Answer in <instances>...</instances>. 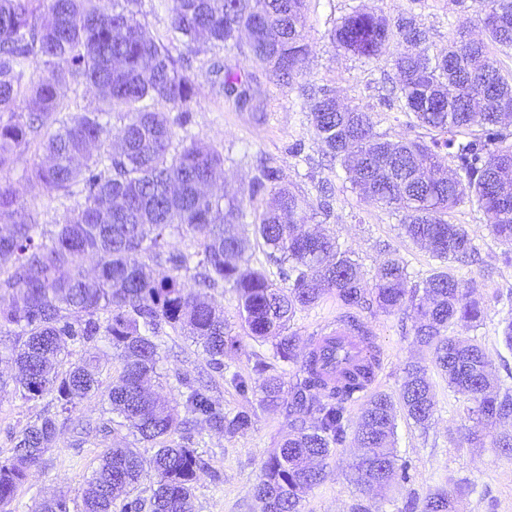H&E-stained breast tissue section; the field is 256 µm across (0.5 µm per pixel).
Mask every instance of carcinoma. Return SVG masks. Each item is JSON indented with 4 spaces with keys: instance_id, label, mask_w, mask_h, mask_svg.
I'll return each mask as SVG.
<instances>
[{
    "instance_id": "cac0c4a2",
    "label": "carcinoma",
    "mask_w": 512,
    "mask_h": 512,
    "mask_svg": "<svg viewBox=\"0 0 512 512\" xmlns=\"http://www.w3.org/2000/svg\"><path fill=\"white\" fill-rule=\"evenodd\" d=\"M478 4L486 38H466L463 22L440 55L429 54L428 31L412 16L391 21L373 10L354 11L334 27L337 48L365 59L390 56L398 108L429 130L428 143L389 140L376 131L366 107L338 105L324 86L301 87L323 154L339 163L360 198L402 213L406 235L442 263H466L477 253L468 229L448 222V211L466 200L499 240L512 245V144L504 145V130L512 125V111H506L512 78L502 73L498 56L512 49V0ZM307 11V0H177L165 43L120 0H0V172L36 143L45 161L26 180L57 196H79L63 222L45 231L22 214L19 190L0 184V221L10 224L0 234V323L20 328L5 352L20 369V397L49 396L56 404L55 412L28 422L15 436L11 457L0 459V512H9L29 471L53 447L58 416L102 386V367L91 353L99 341L118 353L122 370L106 388L108 417L88 429L110 433L116 424L155 451L146 459L128 445L106 449L78 512H114L120 498V512H196L205 463L191 437L178 445L168 438L190 415L234 435L251 427L252 414L224 413L184 377L183 418L150 390L158 377L162 327L201 341L218 372L225 352L238 342L223 307L186 280L195 256L198 284L227 285L246 336L270 343L273 358L294 369L288 384L284 370L262 362L256 369L261 406L280 407L289 386L292 430L262 465L254 488L259 512H300L305 495L326 477L323 461L350 432L357 452L349 468L359 487L383 489L409 480L395 450V405L415 423H429L436 406L429 369L409 362L398 401L375 393L350 421L346 404L366 389L372 364L380 362L371 330L353 309L407 314L415 341L432 352L448 388L473 404L470 444L512 452V432L498 430L512 420V387L495 382L476 339L454 335L456 326L481 321L475 280L434 272L413 283L407 265L388 254L366 288L361 266L337 237L304 230L302 200L268 186L274 181L270 167L223 200L207 192L223 174L222 153L198 139L174 146L175 127L190 122L195 88L168 44L178 42L190 53L204 46L232 48L245 31L252 56L268 65L276 84L290 88L307 54ZM403 43L414 51H400ZM71 83L94 87L100 105L62 119L61 89ZM154 101L170 110L153 109ZM114 112L124 119L115 146L108 127ZM261 194L270 202L251 211ZM250 215L288 287L242 264L250 244L238 226ZM172 233L198 238V251L168 249ZM88 255L96 258L92 278L82 269ZM155 265L167 273L155 275ZM327 294L348 309L343 327L359 337L370 358L345 369L339 385L326 379L317 347L288 333L294 314ZM67 343L84 354L61 371ZM146 480L153 483L151 495H134ZM464 489L438 488L421 502L411 497L400 512H456ZM36 512H71L70 499L44 501Z\"/></svg>"
}]
</instances>
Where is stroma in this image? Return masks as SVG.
<instances>
[{
    "mask_svg": "<svg viewBox=\"0 0 512 512\" xmlns=\"http://www.w3.org/2000/svg\"><path fill=\"white\" fill-rule=\"evenodd\" d=\"M362 8L383 11L393 19L414 14L428 29L430 50L434 53L447 47L458 25L451 0H310L308 56L301 83L326 86L341 103L366 106L374 114L377 132L388 139H428L425 128L389 107L391 85L387 78L393 70L387 59L358 58L334 47L331 31L336 22ZM190 57L187 73L196 88L191 133L224 156V175L213 186L214 194H236L249 184L257 164L264 163L276 170L277 185L305 200L306 224L338 235L343 247L351 250L361 264L366 279H373L378 264L389 253L402 259L419 280L441 266L404 234L400 213L360 199L339 165L323 155L316 132L302 110L299 88L275 85L268 66L254 59L244 45L205 48ZM216 59L222 60L225 68L241 72L251 96L248 107H239L235 97L225 92L220 77L212 71L211 63ZM298 143L304 150L297 155L292 147ZM41 160V151L29 149L13 170L0 175V180L21 189L24 212L50 230L64 220L74 202L28 188L24 174ZM324 180L329 181L333 191L331 213L327 216L315 210V186ZM448 219L465 225L480 253L477 263L471 266L448 263L441 267L457 278L476 280L477 298L484 313L480 325L469 328L468 333L478 337L499 380L511 386L512 350L502 341L501 322L512 310V261L507 258L512 250L493 235L474 206L461 205L449 213ZM208 294L223 306L231 333L239 338L236 347L225 354L224 369L218 373L191 338L167 331L158 390L179 407L184 402L179 378L202 380L209 383L210 397L225 413L253 410L251 428L234 436L210 429L203 418L195 419L193 447L207 464L196 488L195 504L196 512H259L254 487L263 461L288 433V417L282 408H259L255 394L240 392L229 378L236 374L255 381L257 363L271 360L272 348L243 336L237 302L229 289L219 285L209 289ZM344 312L335 297L327 296L315 306L298 311L289 330L306 342L335 330L336 319ZM359 317L369 326L381 350V364L372 389L397 395L406 362L413 358L427 361L431 354L417 346L411 321L403 313L387 314L373 308L360 311ZM430 376L436 412L429 428L421 429L402 415L397 418L396 450L399 460L408 466L409 482L393 484L377 495H361L348 468L352 447L347 444L333 449L326 461L327 477L308 492L302 512H350L359 499L371 512H401L407 495L422 498L447 480L463 478L469 480L473 490L461 496L457 512H512V456L496 448L469 446L463 439L470 425L468 401L449 390L438 370H431ZM45 406L42 399H21L13 387L0 391V459L11 456L15 436ZM104 407L103 397L98 394L60 417L54 447L18 488L12 512H35L44 498L53 495L81 498L99 456L113 444L130 438L124 428L108 434H81L82 425L99 419Z\"/></svg>",
    "mask_w": 512,
    "mask_h": 512,
    "instance_id": "1",
    "label": "stroma"
}]
</instances>
